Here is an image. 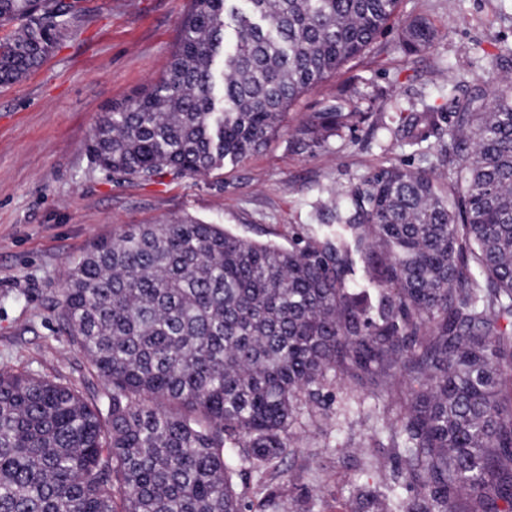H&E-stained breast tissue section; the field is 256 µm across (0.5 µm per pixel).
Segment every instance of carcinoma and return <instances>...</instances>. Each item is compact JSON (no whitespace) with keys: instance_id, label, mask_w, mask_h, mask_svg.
<instances>
[{"instance_id":"cac0c4a2","label":"carcinoma","mask_w":512,"mask_h":512,"mask_svg":"<svg viewBox=\"0 0 512 512\" xmlns=\"http://www.w3.org/2000/svg\"><path fill=\"white\" fill-rule=\"evenodd\" d=\"M400 0H191L163 74L112 105L88 146L145 184L259 151L281 118L374 48ZM83 0H0V85L52 53ZM433 23L410 20L408 52ZM399 112L434 167H382L319 199L336 232L288 247L182 217L132 225L71 261L57 303L101 381L0 372V512H245L235 477L277 468L303 400L330 376L402 380L397 486H353L352 512H512V90ZM357 102L338 92L295 128L328 146ZM359 260L369 288L350 280ZM264 487L259 512H278Z\"/></svg>"}]
</instances>
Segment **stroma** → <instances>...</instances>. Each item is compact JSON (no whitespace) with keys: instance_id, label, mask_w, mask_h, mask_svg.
Instances as JSON below:
<instances>
[{"instance_id":"obj_1","label":"stroma","mask_w":512,"mask_h":512,"mask_svg":"<svg viewBox=\"0 0 512 512\" xmlns=\"http://www.w3.org/2000/svg\"><path fill=\"white\" fill-rule=\"evenodd\" d=\"M190 0H87L38 71L0 85V371L80 380L86 359L60 331L55 303L70 262L97 238L128 224L189 215L248 240L289 246L308 231L329 232L315 207L323 191L349 188L394 162L417 167L413 147L384 129L397 108L447 104L441 76L476 81L488 68L512 74V0H401L374 51L348 63L287 112L266 147L208 175L144 184L96 167L86 149L103 112L166 69ZM417 16L438 31L434 45L406 54L401 26ZM357 91L349 129L316 154L295 152L293 129L338 90ZM351 384L337 377L304 404L288 432L282 469L270 477L285 512L296 486L320 512H348L354 483L383 484L397 458L385 425L404 402L395 382L371 397L373 418L337 417Z\"/></svg>"}]
</instances>
